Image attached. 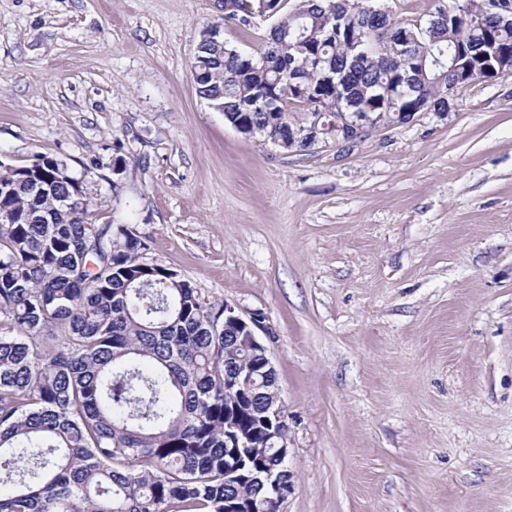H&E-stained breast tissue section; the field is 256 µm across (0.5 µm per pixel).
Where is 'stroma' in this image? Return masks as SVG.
<instances>
[{"label": "stroma", "instance_id": "stroma-1", "mask_svg": "<svg viewBox=\"0 0 512 512\" xmlns=\"http://www.w3.org/2000/svg\"><path fill=\"white\" fill-rule=\"evenodd\" d=\"M223 14L0 0V160H64L98 223L261 316L288 412L282 512H512V76L350 149L287 153L196 91L208 25L246 50L270 27Z\"/></svg>", "mask_w": 512, "mask_h": 512}]
</instances>
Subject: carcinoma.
I'll list each match as a JSON object with an SVG mask.
<instances>
[{
	"label": "carcinoma",
	"instance_id": "carcinoma-1",
	"mask_svg": "<svg viewBox=\"0 0 512 512\" xmlns=\"http://www.w3.org/2000/svg\"><path fill=\"white\" fill-rule=\"evenodd\" d=\"M280 2L232 0L224 22L251 26ZM482 4L408 23L362 0H294L253 52L201 35L194 83L231 126L307 150L315 112L405 123L448 110L458 72L470 84L489 62L512 68V15L473 27ZM147 250L127 225L96 223L65 161L0 160V512H275L279 449L224 447V422L249 431L276 391L263 357L224 346L240 335L224 304Z\"/></svg>",
	"mask_w": 512,
	"mask_h": 512
}]
</instances>
